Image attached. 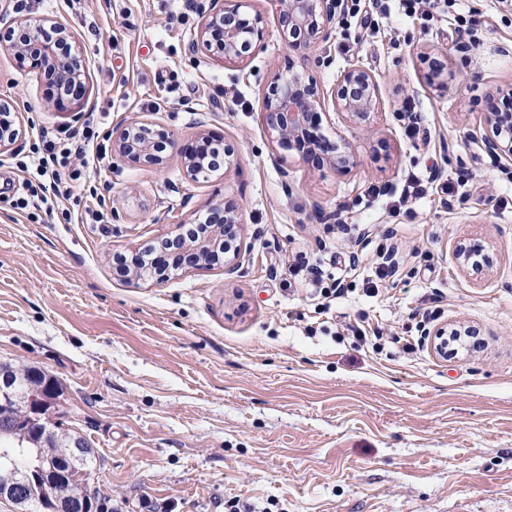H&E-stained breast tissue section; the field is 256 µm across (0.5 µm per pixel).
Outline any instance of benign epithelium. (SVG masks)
Returning <instances> with one entry per match:
<instances>
[{
	"instance_id": "obj_1",
	"label": "benign epithelium",
	"mask_w": 512,
	"mask_h": 512,
	"mask_svg": "<svg viewBox=\"0 0 512 512\" xmlns=\"http://www.w3.org/2000/svg\"><path fill=\"white\" fill-rule=\"evenodd\" d=\"M286 45L303 55L317 43L327 40L335 21L336 0H271ZM201 25L189 42L188 51L194 53L204 48L209 55L228 63H241L250 59L265 36V17L254 10L252 0H200ZM50 31L54 37L40 42V51L30 48L13 37L21 33L39 37ZM0 51L14 55L19 63L31 72H51L56 78L59 100L81 103L86 94L84 83L86 62L79 49L72 45V35L67 27L51 19L20 17L12 21L5 32H0ZM332 101L334 109L345 114L356 125L370 127L381 109L380 85L366 68L351 63L340 71L336 83L325 90L316 81H304L293 73L279 77L264 95L262 122L277 146L283 151L295 150L299 159L308 163L325 158L337 170L347 172L356 166V153L352 145L342 139L326 142L310 131L316 122L318 110ZM485 125L491 134L481 140L484 151L512 162V112H498L491 108L485 113ZM20 136L15 122L0 120V151L13 145ZM165 141L176 147L174 140L154 129L152 121L133 116L112 131L113 150L122 158L159 167L164 156L155 144ZM208 146L204 142L197 155L185 156L187 176L193 182L207 179L219 171H226L233 164L235 148L226 143L221 154L212 158L203 154ZM203 223L208 230L197 239L172 251L179 258L177 269L211 266L219 261L224 274L232 275L241 268L245 246V227L242 208L233 203L210 204ZM458 267L479 273L490 266L491 260L485 247L479 243H459L454 251ZM430 349L438 356L454 355L446 348L448 326L438 325L428 332ZM14 369L0 364V410L10 415ZM60 387L55 378L39 371L31 373L27 394L15 418L31 425H58L54 420ZM37 465L15 466L16 475L0 481V502H8L17 512H27L25 505L40 503L43 512H95L99 509L97 488L93 478L75 472L57 457L37 449ZM80 481L81 492L72 497L64 494L74 481Z\"/></svg>"
}]
</instances>
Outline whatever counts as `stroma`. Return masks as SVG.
<instances>
[{"instance_id":"35a3bbf8","label":"stroma","mask_w":512,"mask_h":512,"mask_svg":"<svg viewBox=\"0 0 512 512\" xmlns=\"http://www.w3.org/2000/svg\"><path fill=\"white\" fill-rule=\"evenodd\" d=\"M255 55L228 64L190 54L201 19L180 0H0V20L64 23L88 62V94L60 106L48 75L0 52V99L24 133L0 152V362L61 385L57 412L101 459L102 495L136 512H512V172L479 147L483 114L512 86V10L454 0L431 21L387 0L377 32L335 24L315 54L332 86L361 62L380 83L373 134L331 111L322 127L358 148V165L276 161L262 120L278 72L302 68L271 15ZM452 72L439 92L431 60ZM142 116L179 152L155 169L113 153L112 130ZM94 121L102 150L90 185L111 184L98 224H81L87 187L53 213L18 208L19 162L35 164L42 127ZM203 135L234 145L225 175L192 184L182 149ZM427 185L399 206L406 174ZM387 187L369 195L370 186ZM231 198L242 207L238 273L192 269L130 283L115 255L193 222ZM491 265L462 271L459 236ZM396 253L377 279L379 244ZM474 326L471 353L415 344L416 316ZM381 328V348L350 324Z\"/></svg>"}]
</instances>
